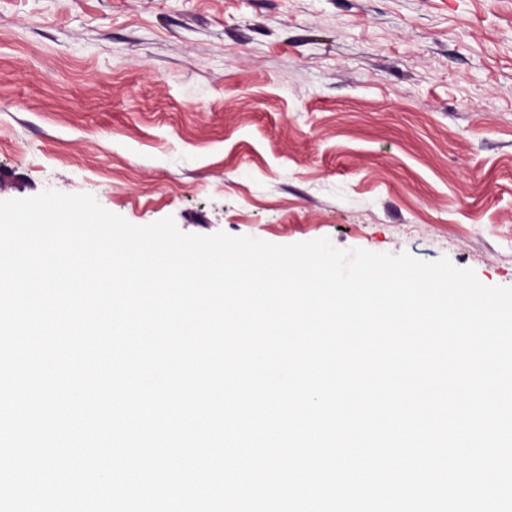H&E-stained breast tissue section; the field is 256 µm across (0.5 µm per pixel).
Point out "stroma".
I'll return each instance as SVG.
<instances>
[{
    "label": "stroma",
    "instance_id": "1",
    "mask_svg": "<svg viewBox=\"0 0 512 512\" xmlns=\"http://www.w3.org/2000/svg\"><path fill=\"white\" fill-rule=\"evenodd\" d=\"M512 286V0H0V201Z\"/></svg>",
    "mask_w": 512,
    "mask_h": 512
}]
</instances>
